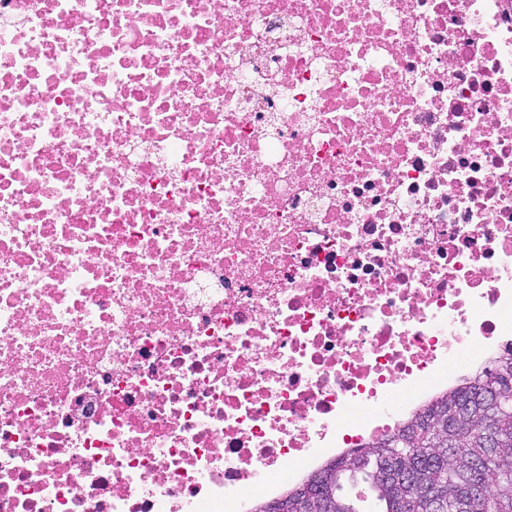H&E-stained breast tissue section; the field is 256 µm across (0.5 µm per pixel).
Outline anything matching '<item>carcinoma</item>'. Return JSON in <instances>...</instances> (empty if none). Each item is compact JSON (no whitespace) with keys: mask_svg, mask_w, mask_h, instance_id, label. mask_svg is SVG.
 I'll return each instance as SVG.
<instances>
[{"mask_svg":"<svg viewBox=\"0 0 512 512\" xmlns=\"http://www.w3.org/2000/svg\"><path fill=\"white\" fill-rule=\"evenodd\" d=\"M488 414L500 434L497 450L485 447ZM319 473L336 512H358L345 485L360 479L374 512H429L420 481L439 488L446 512H512V347L369 449H354Z\"/></svg>","mask_w":512,"mask_h":512,"instance_id":"obj_1","label":"carcinoma"}]
</instances>
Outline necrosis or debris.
Returning a JSON list of instances; mask_svg holds the SVG:
<instances>
[{
	"label": "necrosis or debris",
	"mask_w": 512,
	"mask_h": 512,
	"mask_svg": "<svg viewBox=\"0 0 512 512\" xmlns=\"http://www.w3.org/2000/svg\"><path fill=\"white\" fill-rule=\"evenodd\" d=\"M512 345V0H0V512H244Z\"/></svg>",
	"instance_id": "necrosis-or-debris-1"
}]
</instances>
